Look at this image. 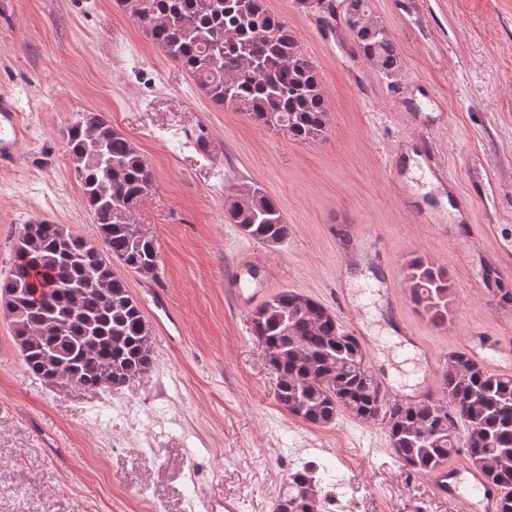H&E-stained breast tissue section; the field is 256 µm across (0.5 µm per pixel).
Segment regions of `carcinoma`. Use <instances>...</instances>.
<instances>
[{"label": "carcinoma", "instance_id": "cac0c4a2", "mask_svg": "<svg viewBox=\"0 0 512 512\" xmlns=\"http://www.w3.org/2000/svg\"><path fill=\"white\" fill-rule=\"evenodd\" d=\"M151 42L196 80L219 107L299 141L324 137L327 104L319 72L300 52L288 23L264 0H122ZM349 23L364 56L379 71L400 70L398 46L371 16L369 0H348ZM74 173L98 226L100 244L46 220L24 225L12 269L0 280L13 335L28 370L55 382L87 388L122 387L155 364L142 311L117 276L112 260L146 278L158 276L155 240L135 233L129 217L154 184V173L136 146L102 112L83 111L63 131ZM225 201V218L249 237L288 236L277 203L246 187ZM413 269L412 300L442 321L448 313L447 274L420 259ZM254 335L278 374L277 399L293 416L318 427L343 408L372 422L383 394L358 340L316 300L284 291L253 311ZM442 398L429 405L386 409L393 454L417 474L445 465L457 452V427L466 428L471 464L512 487V375L490 373L464 353L439 369ZM317 467L288 474L284 497L291 512H320L298 500L297 489H317Z\"/></svg>", "mask_w": 512, "mask_h": 512}]
</instances>
